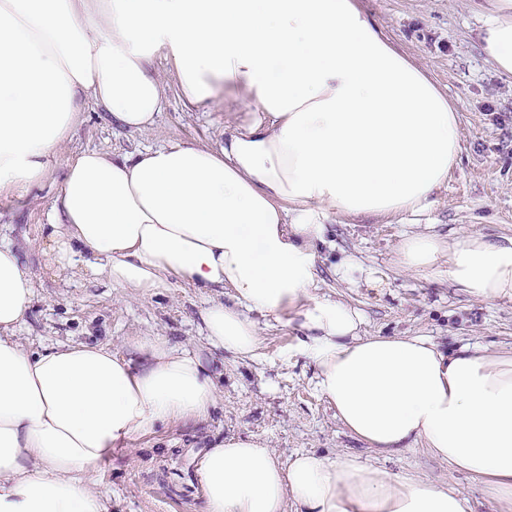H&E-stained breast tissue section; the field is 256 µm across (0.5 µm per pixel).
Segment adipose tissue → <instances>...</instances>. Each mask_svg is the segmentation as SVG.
I'll return each instance as SVG.
<instances>
[{
	"label": "adipose tissue",
	"instance_id": "adipose-tissue-1",
	"mask_svg": "<svg viewBox=\"0 0 512 512\" xmlns=\"http://www.w3.org/2000/svg\"><path fill=\"white\" fill-rule=\"evenodd\" d=\"M483 50L512 76V0H486ZM192 104L216 91L243 116L224 143L173 144L67 163L45 262L87 265L142 295L229 290L200 311L210 351L257 358L250 312L297 310L316 388L377 454L422 448L512 512V352L442 350L426 336H364L360 311L314 296L329 217L426 213L460 152L459 116L359 0H0V188L27 191L91 96L149 130L166 105L157 59ZM396 264L486 302L512 300V236L405 234ZM0 243V512H109L97 465L156 425L204 422L210 364L164 336L122 353L72 343L38 354L15 330L34 295ZM205 512H473L453 486L355 455L299 453L231 435L197 460Z\"/></svg>",
	"mask_w": 512,
	"mask_h": 512
}]
</instances>
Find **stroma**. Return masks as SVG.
I'll return each instance as SVG.
<instances>
[{
    "label": "stroma",
    "mask_w": 512,
    "mask_h": 512,
    "mask_svg": "<svg viewBox=\"0 0 512 512\" xmlns=\"http://www.w3.org/2000/svg\"><path fill=\"white\" fill-rule=\"evenodd\" d=\"M362 6L440 85L460 116V155L430 211L417 223L335 216L318 248L315 295L347 303L363 316L362 335L431 337L443 349L464 345L512 349V300L469 297L448 280L425 279L400 269L394 251L405 232L428 230L445 237L467 231L512 236V76L499 73L481 46L483 0H361ZM167 104L148 131L113 124L93 99L80 101L74 135L52 157L44 181L21 195L0 190V225L18 246L36 278L33 299L15 334L32 353L85 342L123 349L129 336L160 334L179 347L201 348L199 310L220 289L174 286L144 297L129 296L102 277H53L44 267L42 237L68 159L85 150L130 153L150 147L224 140V99L190 104L156 61ZM356 268L342 270L346 258ZM262 346L253 360L213 361L219 402L204 423L159 425L96 468L95 488L110 512H204L196 459L219 437L253 436L281 460L316 452L333 459L356 454L391 472L446 480L467 495L475 512H493L477 480L411 448L378 456L351 436L335 409L318 393L315 367L298 351L305 331L296 312L280 317L252 312Z\"/></svg>",
    "instance_id": "35a3bbf8"
}]
</instances>
